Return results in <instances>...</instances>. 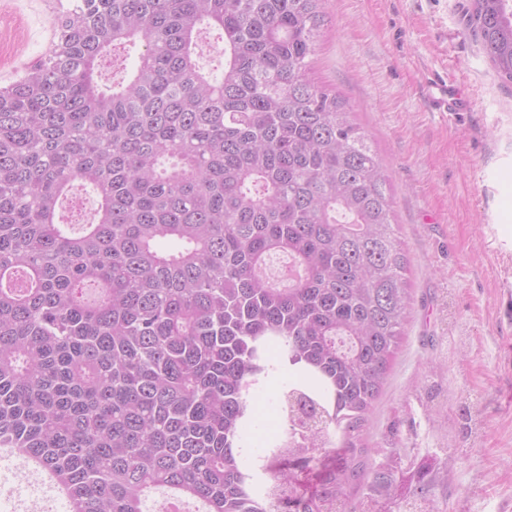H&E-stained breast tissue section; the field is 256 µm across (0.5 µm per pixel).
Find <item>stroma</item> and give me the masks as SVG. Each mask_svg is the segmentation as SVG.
<instances>
[{"mask_svg": "<svg viewBox=\"0 0 512 512\" xmlns=\"http://www.w3.org/2000/svg\"><path fill=\"white\" fill-rule=\"evenodd\" d=\"M77 0H0V87ZM467 0H327L311 76L386 168L414 309L365 435L402 469L437 459L439 512H512V84L465 28ZM469 107L435 111V81Z\"/></svg>", "mask_w": 512, "mask_h": 512, "instance_id": "stroma-1", "label": "stroma"}]
</instances>
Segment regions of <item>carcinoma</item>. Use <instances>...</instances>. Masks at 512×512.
I'll list each match as a JSON object with an SVG mask.
<instances>
[{
  "label": "carcinoma",
  "instance_id": "1",
  "mask_svg": "<svg viewBox=\"0 0 512 512\" xmlns=\"http://www.w3.org/2000/svg\"><path fill=\"white\" fill-rule=\"evenodd\" d=\"M325 0H81L49 57L0 88V448L69 512H428L436 460L363 446L413 297L384 167L310 58ZM466 29L512 83V0ZM220 31L224 73L198 37ZM141 43L103 88L114 48ZM93 220L65 222L73 188ZM288 258L297 278L266 266ZM311 386L257 470L240 448L270 350ZM315 471L301 489L299 462Z\"/></svg>",
  "mask_w": 512,
  "mask_h": 512
}]
</instances>
